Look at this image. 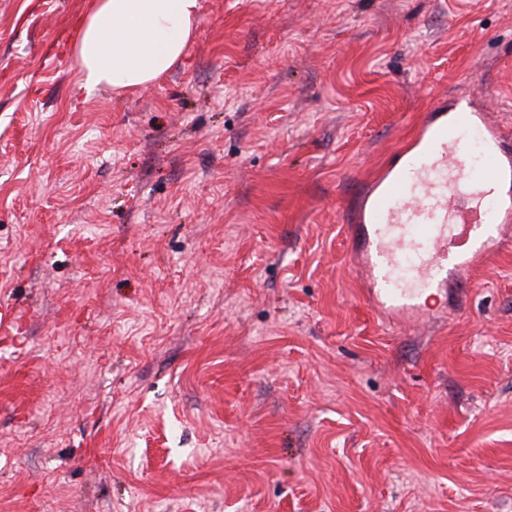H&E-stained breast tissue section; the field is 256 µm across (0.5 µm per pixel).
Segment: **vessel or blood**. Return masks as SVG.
<instances>
[{"label": "vessel or blood", "mask_w": 512, "mask_h": 512, "mask_svg": "<svg viewBox=\"0 0 512 512\" xmlns=\"http://www.w3.org/2000/svg\"><path fill=\"white\" fill-rule=\"evenodd\" d=\"M512 149L471 102L428 113L411 149L362 194L354 261L386 319L420 315L419 298L483 263L512 235Z\"/></svg>", "instance_id": "b4317fda"}]
</instances>
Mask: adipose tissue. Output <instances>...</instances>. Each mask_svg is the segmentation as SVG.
<instances>
[{"label": "adipose tissue", "mask_w": 512, "mask_h": 512, "mask_svg": "<svg viewBox=\"0 0 512 512\" xmlns=\"http://www.w3.org/2000/svg\"><path fill=\"white\" fill-rule=\"evenodd\" d=\"M199 0H92L75 41L85 87L134 91L156 82L182 57Z\"/></svg>", "instance_id": "ef3b65f1"}]
</instances>
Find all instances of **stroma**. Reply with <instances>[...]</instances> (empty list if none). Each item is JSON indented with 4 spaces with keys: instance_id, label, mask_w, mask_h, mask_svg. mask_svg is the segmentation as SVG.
<instances>
[{
    "instance_id": "35a3bbf8",
    "label": "stroma",
    "mask_w": 512,
    "mask_h": 512,
    "mask_svg": "<svg viewBox=\"0 0 512 512\" xmlns=\"http://www.w3.org/2000/svg\"><path fill=\"white\" fill-rule=\"evenodd\" d=\"M0 0V512H512V243L386 324L348 220L512 0H199L139 90Z\"/></svg>"
}]
</instances>
